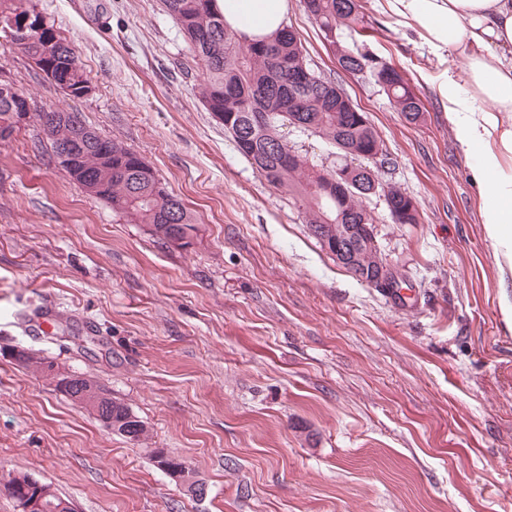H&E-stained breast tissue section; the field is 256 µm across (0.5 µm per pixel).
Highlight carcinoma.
I'll list each match as a JSON object with an SVG mask.
<instances>
[{"mask_svg":"<svg viewBox=\"0 0 512 512\" xmlns=\"http://www.w3.org/2000/svg\"><path fill=\"white\" fill-rule=\"evenodd\" d=\"M305 10L316 17L319 28L335 33L342 26L364 27L357 0H303ZM167 13L189 41L194 54L203 62L200 91L209 112L224 113V132L267 182L294 197L302 208L305 223H336V199L315 189L323 178L315 166L288 145L281 128L306 124V130L334 145L343 144L345 158L361 159L371 152L389 163L384 143L368 121L361 122L344 113L340 98L345 90L311 67L307 51L289 27L272 38L249 42L227 28L216 0H163ZM35 5L24 0H0V24ZM349 54L338 60L351 73L367 71L380 76V87L390 105L406 120L417 122L425 108L411 89L404 74L387 64H378L368 54L348 45ZM49 50L43 36L24 38L19 51L30 58ZM55 68L69 74L78 84L87 82L75 52H60L52 57ZM53 155L73 126V113L36 109L31 115ZM140 155L120 142L96 131L74 147L65 172L81 187L83 176L96 178L98 190L92 196L106 202L112 210L135 224H145L151 236L175 245L177 237L198 232L197 221L183 203L168 193L155 171L139 167ZM368 195L358 190L344 201L353 216H369ZM356 280L372 285L377 267L366 258L359 260ZM131 408L113 396L104 401L95 418L106 429L124 435Z\"/></svg>","mask_w":512,"mask_h":512,"instance_id":"cac0c4a2","label":"carcinoma"}]
</instances>
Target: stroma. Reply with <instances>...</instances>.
Here are the masks:
<instances>
[{
    "instance_id": "obj_1",
    "label": "stroma",
    "mask_w": 512,
    "mask_h": 512,
    "mask_svg": "<svg viewBox=\"0 0 512 512\" xmlns=\"http://www.w3.org/2000/svg\"><path fill=\"white\" fill-rule=\"evenodd\" d=\"M94 87L62 94L0 32V75L37 107L81 113L137 151L198 220L181 250L88 195L27 120L0 139V475L28 471L79 512H512V265L495 253L438 85L448 67L386 0H359L343 43L404 72L425 113L395 112L340 68L302 0L286 23L312 67L365 112L415 224L371 196L376 244L404 281L361 284L298 203L236 149L199 94L202 63L162 0H32ZM320 167L336 149L289 127ZM52 309V323L39 313ZM95 377L149 427H101L11 358ZM180 457L201 498L159 470Z\"/></svg>"
}]
</instances>
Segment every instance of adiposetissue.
<instances>
[{"label":"adipose tissue","mask_w":512,"mask_h":512,"mask_svg":"<svg viewBox=\"0 0 512 512\" xmlns=\"http://www.w3.org/2000/svg\"><path fill=\"white\" fill-rule=\"evenodd\" d=\"M435 50L462 57L464 77L448 72L441 102L464 151L480 153L474 172L484 196L482 222L512 261V0H387ZM226 26L249 40L284 25L288 0H217Z\"/></svg>","instance_id":"1"}]
</instances>
